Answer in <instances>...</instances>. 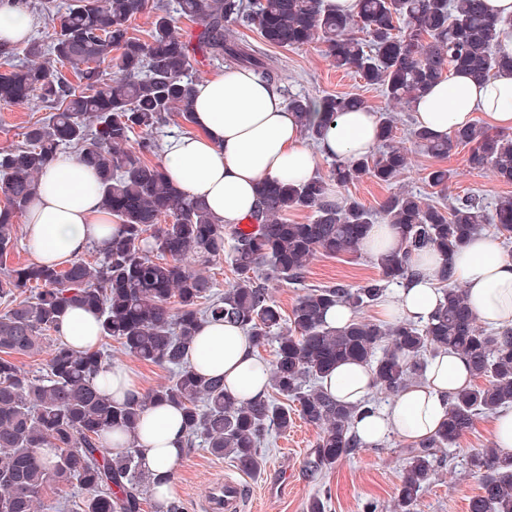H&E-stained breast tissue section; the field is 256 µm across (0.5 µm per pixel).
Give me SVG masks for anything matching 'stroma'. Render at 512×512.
I'll list each match as a JSON object with an SVG mask.
<instances>
[{
	"label": "stroma",
	"instance_id": "1",
	"mask_svg": "<svg viewBox=\"0 0 512 512\" xmlns=\"http://www.w3.org/2000/svg\"><path fill=\"white\" fill-rule=\"evenodd\" d=\"M231 32L251 45L263 47L272 57L279 69L283 94L312 98L352 94L373 112L396 111L379 88L366 84L355 74L336 69L320 44L283 49L264 45L253 28L235 26ZM47 113L45 103L35 95L19 104L0 101V150L22 145L28 126ZM398 113L392 143L408 153V165L398 186L447 205L467 193L479 194L489 207L499 198L512 196V184L500 181L491 169L471 168L468 149L455 147L444 157L427 153L411 137V111ZM435 166L449 170L447 190L427 185L425 174ZM378 275L373 256L366 252L336 257L318 253L310 259L303 281L270 282L269 294L282 313L287 314L309 288L336 283L355 287ZM103 349L109 363L124 366L136 376L141 392H148L169 377L167 369L126 354L116 340H107ZM318 437V431L299 418L293 420L288 431L269 433L262 447L261 466L253 474L241 472L230 458L213 455L202 446L188 448L174 468L175 495L182 500L185 512H207L205 500L209 491L215 480L222 479L241 484L243 512H307L309 502L316 496L326 501L328 512H366L371 502L377 504V512H394L407 441L389 435L379 445L359 449L355 455L339 461L331 471L313 473L307 461ZM491 440V420L480 417L455 445L438 449V462L421 494L419 512H467L468 500L477 493L479 484L467 467V459Z\"/></svg>",
	"mask_w": 512,
	"mask_h": 512
}]
</instances>
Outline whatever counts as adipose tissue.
I'll list each match as a JSON object with an SVG mask.
<instances>
[{
  "label": "adipose tissue",
  "mask_w": 512,
  "mask_h": 512,
  "mask_svg": "<svg viewBox=\"0 0 512 512\" xmlns=\"http://www.w3.org/2000/svg\"><path fill=\"white\" fill-rule=\"evenodd\" d=\"M32 20L17 0H0V46L26 41ZM195 133L170 138L162 166L186 198L206 203L232 229L246 223L256 207V188L263 181L305 180L323 158L352 159L373 152L379 119L367 108L338 113L316 148L304 143L296 113L278 84L263 81L244 68L227 69L195 86ZM417 126L444 137L483 114L496 127H512V71L503 70L483 83L458 74L436 84L415 101ZM28 249L40 264H59L88 247L107 250L117 221L102 204L93 172L75 155L56 157L44 170L26 212ZM441 256L430 248L413 251L414 274L381 305L384 320L426 322L439 302L437 271ZM454 277L481 323L512 328V255L500 242L473 236L453 259ZM64 342L78 350L95 349L100 329L96 317L69 308L60 326ZM197 372L223 376L235 397L260 398L267 392V363L238 325L204 322L188 353ZM472 380L465 358L451 349L432 355L420 382L398 392L385 408L370 405L377 389L372 370L361 363L339 365L322 387L339 402L358 406L351 425L357 441L373 446L391 434L410 442L432 436L448 415L454 394ZM121 449L136 444L141 466L155 478L170 470L185 449L180 412L172 406L150 407L136 439L121 431L106 437Z\"/></svg>",
  "instance_id": "adipose-tissue-1"
}]
</instances>
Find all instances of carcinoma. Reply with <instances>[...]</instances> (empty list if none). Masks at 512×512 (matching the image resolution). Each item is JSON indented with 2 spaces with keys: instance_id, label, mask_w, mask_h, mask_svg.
<instances>
[{
  "instance_id": "carcinoma-1",
  "label": "carcinoma",
  "mask_w": 512,
  "mask_h": 512,
  "mask_svg": "<svg viewBox=\"0 0 512 512\" xmlns=\"http://www.w3.org/2000/svg\"><path fill=\"white\" fill-rule=\"evenodd\" d=\"M148 5V0H69L62 9L57 0H43L47 18L57 21L53 41L29 42L25 52L31 63L0 76L1 101L37 94L49 109L29 127L25 144L0 152V190L8 200L0 212V260L14 246L15 216L27 208L39 175L63 146L74 147L94 171L103 206L121 225L93 263L76 260L64 269L30 263L0 274V301L7 302L0 314V512H37L50 485L74 482L87 492L80 512H142L151 486L140 449L133 444L115 454L104 439L114 429L135 434L146 409L156 403L181 412L188 445L229 456L241 472L252 474L260 467L268 433L291 425L279 399L291 400L301 418L320 431L310 467L331 469L359 447L350 433L357 407L324 391L322 379L337 365L356 361L371 368L380 392L390 396L423 375L425 356L452 348L481 383L456 392L441 428L408 451L396 506L397 512H418L436 450L456 444L477 417L512 404V332L478 325L447 263L438 275V308L424 323L384 324L354 316L334 327L325 314L339 303L355 312L379 300L389 285L412 275L414 250L433 247L448 258L487 224L512 238V197L489 210L474 195L449 206L428 203L409 190L389 196L381 213L403 248L376 258L379 278L356 288L336 283L309 289L285 317L271 300L268 281H302L317 251L357 253L377 223L375 214L353 199L332 201L330 183L319 175L262 182L252 222L232 229L226 252L224 225L205 203L186 200L162 166L147 161L160 150L151 134L174 112L192 122L195 80L188 70L195 54L277 80L272 59L226 37V21L254 27L280 48L319 41L336 67L407 106L454 74L483 82L512 69V58L495 51L500 35L512 29V17L490 14L486 0H358L352 13L324 0H179L181 14L197 27L195 40L181 37L173 16L158 5L150 40L143 41L130 34L129 22ZM106 60L119 72L109 82L99 71ZM68 72L83 82L85 92L72 90ZM314 105L331 120L363 102L353 95L289 97L305 136L316 142L327 124L308 122ZM137 131L142 140L127 147ZM412 138L436 157L453 146L467 147L472 168L488 167L512 183L510 135L472 123L444 138L415 128ZM406 165L405 151L388 147L357 160H334L332 180L346 185L368 175L392 184ZM449 179L443 167L425 176L441 191ZM299 208L313 210V218L288 223V212ZM165 217L170 223H161ZM224 255L238 281L222 295L212 292L208 276L184 264L190 256L207 262ZM72 305L97 315L101 337L166 368L170 379L117 401L108 386L95 382L108 367L104 353L77 351L62 341L51 350L46 374L22 372L11 357L36 352L42 336L59 332ZM209 319L241 326L258 348L275 345L271 395L233 398L224 378L202 375L187 364L196 332ZM45 448L52 452L48 459ZM467 465L479 479L467 512H512V454L491 442L472 452Z\"/></svg>"
}]
</instances>
